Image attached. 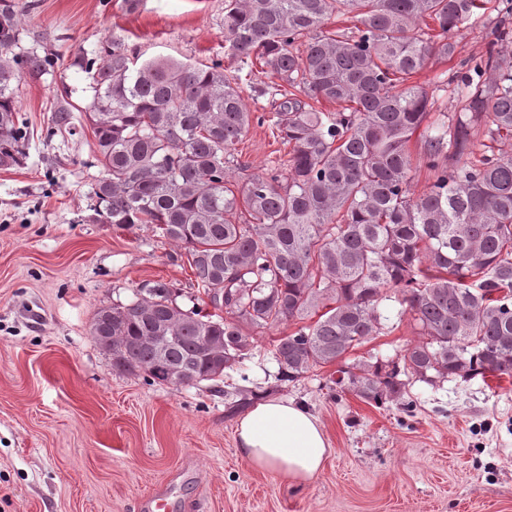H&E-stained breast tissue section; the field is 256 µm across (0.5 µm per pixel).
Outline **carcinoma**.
I'll use <instances>...</instances> for the list:
<instances>
[{"mask_svg": "<svg viewBox=\"0 0 512 512\" xmlns=\"http://www.w3.org/2000/svg\"><path fill=\"white\" fill-rule=\"evenodd\" d=\"M491 0H224V56L261 60L281 96L254 118L242 76L172 58L142 60L114 39L69 66L87 74L96 219L149 224L184 250L216 313L163 280L99 308L96 343L116 369L159 384L192 372L218 382L256 333L283 324L279 380L338 363L336 385L365 402L402 400L415 383L512 377V55L489 48L459 75L464 111L430 120L448 82L418 76L455 56L457 34ZM18 0H0V168L19 167L28 127L22 79L61 61L26 51ZM343 18L350 27H330ZM337 103L338 112L317 107ZM288 148L268 173H243L236 146L253 121ZM54 129L73 131L69 105ZM421 133L422 151L409 144ZM489 155L472 157L474 138ZM423 164L431 180L413 189ZM410 315L419 340L393 358L351 357ZM148 336H173L157 358Z\"/></svg>", "mask_w": 512, "mask_h": 512, "instance_id": "1", "label": "carcinoma"}]
</instances>
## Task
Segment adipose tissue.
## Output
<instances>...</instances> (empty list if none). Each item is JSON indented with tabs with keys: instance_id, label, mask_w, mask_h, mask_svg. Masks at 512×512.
Segmentation results:
<instances>
[{
	"instance_id": "1",
	"label": "adipose tissue",
	"mask_w": 512,
	"mask_h": 512,
	"mask_svg": "<svg viewBox=\"0 0 512 512\" xmlns=\"http://www.w3.org/2000/svg\"><path fill=\"white\" fill-rule=\"evenodd\" d=\"M239 456L252 468L275 473L295 487L318 477L331 454L316 416L285 398L258 402L238 420Z\"/></svg>"
}]
</instances>
